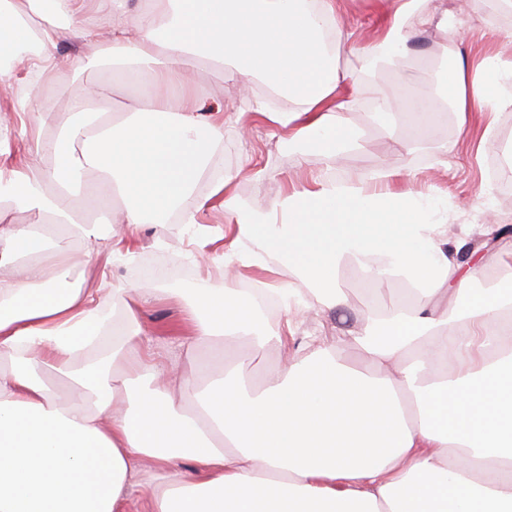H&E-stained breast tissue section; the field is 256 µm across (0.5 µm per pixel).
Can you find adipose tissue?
Returning a JSON list of instances; mask_svg holds the SVG:
<instances>
[{
    "mask_svg": "<svg viewBox=\"0 0 512 512\" xmlns=\"http://www.w3.org/2000/svg\"><path fill=\"white\" fill-rule=\"evenodd\" d=\"M103 2L0 0L5 74L19 85L55 67L66 29L85 49L69 67L89 55L183 93L177 110L160 101L116 120L96 110L104 89L91 84L51 135L27 95L0 112L56 160L47 170L14 162L0 139V204L45 217L0 226V357L10 361L0 369V512H128L145 458L169 475L148 493L145 512H512V333L503 331L512 269L476 287L480 248L463 239L467 260L451 256L447 215L396 190L399 171H379L369 186L319 176L266 208L246 206L227 178L213 179L236 236L223 287L198 282L186 317L197 336L287 350L265 381L239 368L198 386L143 341L133 308L146 304L144 294L115 288L107 309L71 283L70 238L85 242L90 261L100 238L78 219L71 189L106 211L123 200L128 225L163 224L213 165L225 117L197 114L190 90L200 62L240 84L270 80L292 106L261 114L326 158L354 140L348 102L336 97L347 81L340 0H152L133 15L108 12L100 31L92 17ZM430 2L396 0L360 49L367 70L404 55L414 26L436 25L452 45L463 39L465 23ZM442 84L459 119L477 107L492 125L512 111V61L453 64ZM246 245L267 255V271L283 261L296 269L311 292L304 307L346 305L343 269L408 301L366 312L349 335L311 337L312 352L289 349L296 325L264 333L235 286L230 267L246 263ZM105 334L111 354L86 362V347ZM349 346L357 362L344 357ZM41 362L67 378V392L41 377ZM183 459L190 473L177 472Z\"/></svg>",
    "mask_w": 512,
    "mask_h": 512,
    "instance_id": "obj_1",
    "label": "adipose tissue"
}]
</instances>
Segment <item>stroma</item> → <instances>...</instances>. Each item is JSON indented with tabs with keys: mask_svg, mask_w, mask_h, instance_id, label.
<instances>
[{
	"mask_svg": "<svg viewBox=\"0 0 512 512\" xmlns=\"http://www.w3.org/2000/svg\"><path fill=\"white\" fill-rule=\"evenodd\" d=\"M440 9L461 11L468 23L469 35L464 42L452 45L448 35L436 26L412 29L410 52L385 69L366 71L356 48L373 40L383 14L382 0H343L340 25L350 33V44L342 48L338 63L348 75L347 91L356 93L362 85L375 82L395 99H405L410 86L429 87L436 97H445L440 76L456 60H471L484 54L512 59V26L503 25L492 12L488 0H439ZM82 42L63 33L56 49L59 66L49 74L41 88L46 100L40 103L44 134L58 131L68 119L71 96L89 84H100L110 91L113 115L132 107L150 109L155 103L149 80L133 81L115 75L96 60H87L84 68L72 70L68 59L83 52ZM265 82H253L249 91L200 64L194 93L197 99L218 101L227 110L242 106L246 100L262 98ZM349 124L358 136V145L342 151V161H328L323 155L307 151L299 140L287 132L271 127L256 112L245 113L241 121H226L224 136L214 152L221 168L231 180L237 197L249 204H269L281 190L291 185H308L318 175L346 180L357 177L369 180L384 167H392L405 178L399 187L433 198L447 206L450 213L448 237L462 236L464 229H478L485 210H492L501 224L512 225V201L504 199L491 179L492 160L503 139L512 140V114L502 113L492 133H485L480 111L467 115L459 123L454 112L446 111L427 135L414 138L404 116H397L391 128L373 118L365 101L348 112ZM201 182L210 184V175ZM203 187L183 201L184 207H201L196 224H119L103 226L98 247L103 258L87 262L82 240L70 245L72 260L82 285L96 289L100 301H108L113 288L124 286L153 295L154 300L137 310V317L152 345L161 353L174 356L180 370L192 379L206 382L212 367L222 357L244 362L253 377L266 379L275 374L280 353L275 347L252 349L245 345L230 347L219 354L210 339H198L192 356H185L182 346L190 339L184 310L187 291L199 280L214 287L224 285L223 236L232 235L233 218L220 207L203 206ZM343 284L348 297L347 308L325 313L312 311L298 315L300 335L334 337L352 325L357 313L379 309L388 304V295L370 290L360 280L347 278Z\"/></svg>",
	"mask_w": 512,
	"mask_h": 512,
	"instance_id": "1",
	"label": "stroma"
}]
</instances>
